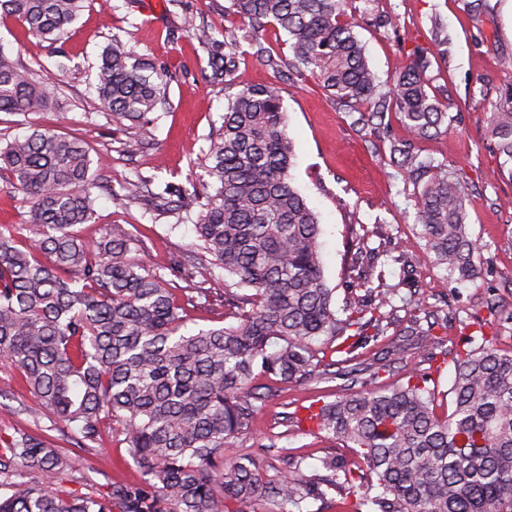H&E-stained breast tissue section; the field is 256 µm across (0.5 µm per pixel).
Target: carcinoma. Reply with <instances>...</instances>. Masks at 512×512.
I'll return each instance as SVG.
<instances>
[{"instance_id":"cac0c4a2","label":"carcinoma","mask_w":512,"mask_h":512,"mask_svg":"<svg viewBox=\"0 0 512 512\" xmlns=\"http://www.w3.org/2000/svg\"><path fill=\"white\" fill-rule=\"evenodd\" d=\"M87 0H0V18L28 33L64 41ZM353 0H230L251 32L271 26L286 36L291 58L278 62L261 42L255 54L285 64L294 80L314 77L344 107L352 125L384 123L400 111L409 129L426 136L444 123L443 104L425 77L429 60L406 65L386 93L378 90L364 46L348 13ZM183 28L207 51L205 77L223 82L241 63L237 41L184 17ZM171 76L114 36L101 53L96 91L112 123L132 130L126 151L148 144L150 114L169 104ZM223 123L204 155L213 192L191 194L167 183L160 192L139 178L123 197L148 195L162 211L200 209V244L177 260H146L127 230L112 227L94 242L76 232L95 215L94 161L83 140L35 125L0 146V175L27 203L22 227L0 224V359L19 368L34 401L57 418L82 450L101 440L103 421L121 426L126 452L141 481L117 483L105 495L78 496L49 486L77 471L76 458L34 431L20 429L0 448V512H302L321 486L340 489L341 512H512V351L496 333L459 338L451 411L434 408L438 379L416 367L407 382L371 387L379 371L358 350L381 347L384 370L448 324L421 310L403 334H387L380 309L398 286L377 270L380 252L357 253L346 317L331 308L323 276L320 224L292 185L294 147L282 89L236 84ZM48 89L0 50V113L44 112ZM490 140L512 176V90L492 113ZM409 178L424 183L414 221L434 262L448 277L473 281L484 245L467 223L466 193L454 172L394 142ZM27 235L19 236L20 231ZM224 271V305L236 323L188 329L186 307L206 295L193 287L195 270ZM186 283L179 288L169 276ZM427 327H422L421 322ZM326 337L317 356L312 342ZM272 382L342 381L344 393L309 419L325 436L355 450L370 477L334 456L313 483L300 463L276 481L248 456L227 459L234 441L250 433L272 387L255 384V370ZM359 390H354L355 386Z\"/></svg>"}]
</instances>
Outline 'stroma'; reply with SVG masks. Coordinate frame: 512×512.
<instances>
[{
	"instance_id": "1",
	"label": "stroma",
	"mask_w": 512,
	"mask_h": 512,
	"mask_svg": "<svg viewBox=\"0 0 512 512\" xmlns=\"http://www.w3.org/2000/svg\"><path fill=\"white\" fill-rule=\"evenodd\" d=\"M354 0L355 31L381 87H389L417 50L432 51V19H440L450 38L446 56L433 59L426 77L446 104L448 116L438 133L413 134L397 109H390L380 128L354 130L346 114L314 79L290 83L288 72L253 55L249 26L227 13L229 0H91L72 27L64 50L71 70H59L47 42L28 34L12 18L0 19V47L15 63L29 68L35 79L59 97L51 111L21 117L0 113V139L25 134L30 124L85 141L92 159L100 163L99 184L93 190L96 218L78 225L86 240L99 239L118 224L135 235L146 258L164 260L180 255L197 242L196 214L150 211L142 200H119L115 194L127 179L142 175L156 184L175 183L187 191L202 190L208 181L204 154L209 136L222 124L228 90L207 82L202 70L207 52L182 30L190 15L210 28L238 40L241 64L237 83L276 85L282 90L286 129L295 145L292 184L321 224L324 277L333 289L332 307L343 311L350 298L348 264L357 244L383 251L387 281L399 284L394 303L399 310L392 330L409 323L402 303L419 292L428 309L449 315L446 340L433 354L442 362L440 390H449L454 377L452 353L461 319L490 320L488 302L512 311V175L502 169L486 128L507 87L512 86V0ZM395 18L396 27L375 25L377 16ZM136 53L165 66L173 75L170 106L160 113L149 146L128 155V134L112 124L96 92V72L103 47L112 36ZM412 143L421 157L454 171L467 193L470 230L484 245L486 261L472 282H455L428 254L414 204L421 190L393 162V141ZM338 395L336 382L281 383L257 413L252 431L237 439L231 456L252 455L264 472L278 479L284 464L270 442L287 449L310 475L323 476L321 460L333 456L348 466L358 457L353 449L328 439L307 425L287 420L292 406L327 403ZM0 439L20 429L53 439L61 432L54 417L35 408L17 368L0 360ZM81 482L67 483L79 495L105 493L115 483L138 482L140 474L126 453L120 433L103 431L95 450L80 452Z\"/></svg>"
}]
</instances>
